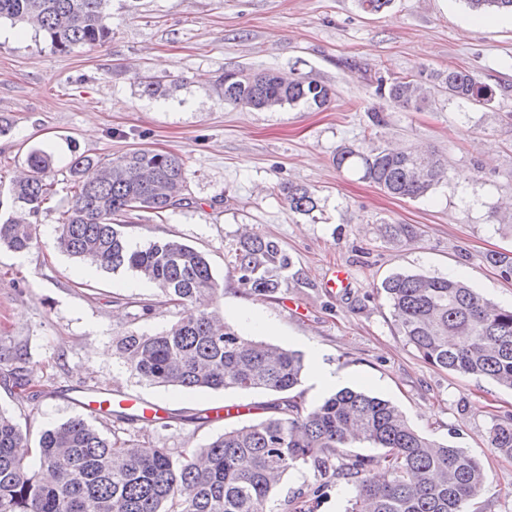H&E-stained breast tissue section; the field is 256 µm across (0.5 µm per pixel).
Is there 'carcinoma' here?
Returning a JSON list of instances; mask_svg holds the SVG:
<instances>
[{
  "mask_svg": "<svg viewBox=\"0 0 512 512\" xmlns=\"http://www.w3.org/2000/svg\"><path fill=\"white\" fill-rule=\"evenodd\" d=\"M474 11L512 13V0H467ZM26 24L43 34L59 54L81 45L97 47L112 37V0H0V20ZM430 86L405 76L379 80L376 93L395 105L422 109L431 91L487 105L495 92L466 70L431 75ZM224 102L256 111L305 105L321 109L331 87L303 78L285 81L271 69L226 71L216 79ZM29 175L11 187L14 204L38 214L53 194L52 158L31 149ZM336 166L398 198L426 196L446 171L431 152L364 150L344 145ZM88 159L71 166L74 195L58 221V243L71 255L103 270L126 268L153 283L162 300L144 305L183 307L165 330L129 334L118 341L132 375L186 389H261L280 395L277 414L227 429L203 448L176 454L170 448L112 440L83 417L43 431L31 471L21 449L27 434L0 412V512H272L269 502L289 472L306 467L318 480L355 479L345 512H468L486 475L463 448L432 441L413 429L391 402L342 389L305 407L296 388L304 363L296 351L245 338L224 323L213 302L221 292L205 255L176 239L128 247L116 217L135 208L157 214L181 204L185 162L175 153L134 149L100 165L92 180L79 179ZM289 209L317 207L307 187L283 188ZM397 241L416 238L411 224H383ZM37 241V225L22 218L0 220V244L25 251ZM489 263L512 277V255L497 252ZM277 245L258 234L240 242L236 268L241 283L267 297L282 286L286 268ZM392 316L406 341L427 363L512 390V308L498 307L464 281L427 274L396 273L382 283ZM24 353L0 351V376L25 387ZM380 449L376 456L346 451L354 440ZM489 442L512 458V419L496 423Z\"/></svg>",
  "mask_w": 512,
  "mask_h": 512,
  "instance_id": "cac0c4a2",
  "label": "carcinoma"
}]
</instances>
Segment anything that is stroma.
Returning a JSON list of instances; mask_svg holds the SVG:
<instances>
[{
	"instance_id": "stroma-1",
	"label": "stroma",
	"mask_w": 512,
	"mask_h": 512,
	"mask_svg": "<svg viewBox=\"0 0 512 512\" xmlns=\"http://www.w3.org/2000/svg\"><path fill=\"white\" fill-rule=\"evenodd\" d=\"M465 0H391L376 14L358 0H112V36L102 46L52 52L35 31L15 37L0 22V214L14 208L8 189L30 149L53 158V195L33 222L38 242L14 252L0 246V347L26 352L40 396L0 381V411L37 443L45 429L83 410L84 391H111L161 404L164 423L149 428L92 419L105 436L180 453L206 446L224 430L265 417L275 394L262 390H189L133 376L116 348L120 336L156 334L181 307L158 305L157 289L127 269L102 271L59 248L57 225L72 200L70 165L105 162L133 149L172 151L186 160L181 205L163 215L119 216L125 237L145 246L178 239L202 252L222 287L216 305L245 336L311 360L320 351L332 374L303 375L304 406L349 387L396 404L427 438L479 459L486 482L469 512H512V458L489 444L497 422L512 418V391L485 377L426 363L399 331L381 289L395 273L458 278L493 303L512 306V279L487 261L512 251V228L495 208L512 200V27L463 24ZM272 69L330 86L320 110L262 112L224 104L214 82L227 69ZM467 69L495 97L481 107L435 94L405 110L375 93L378 79ZM152 75L166 96L143 94ZM424 146L448 164L427 196L394 198L337 168L339 146ZM305 186L316 208L293 212L281 189ZM411 224L409 243L380 235L379 225ZM275 241L288 266L269 297L239 282L236 250L245 232ZM346 287H328L331 267ZM249 300L264 330L231 318ZM154 304L145 312L143 304ZM233 407L213 421L211 409ZM307 469L290 473L272 512H345L353 485L314 492Z\"/></svg>"
}]
</instances>
